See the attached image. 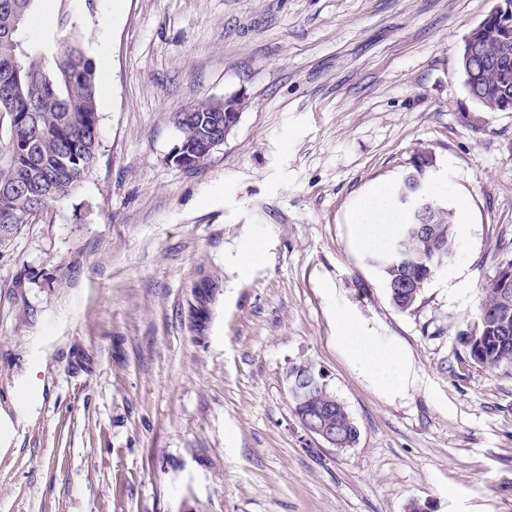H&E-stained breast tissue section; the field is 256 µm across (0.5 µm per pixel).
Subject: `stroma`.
<instances>
[{
    "label": "stroma",
    "mask_w": 512,
    "mask_h": 512,
    "mask_svg": "<svg viewBox=\"0 0 512 512\" xmlns=\"http://www.w3.org/2000/svg\"><path fill=\"white\" fill-rule=\"evenodd\" d=\"M496 0H97L96 165L0 251V512H512V364L468 360L512 261V111L468 94L465 39ZM248 105L199 169L181 109ZM426 154L468 207L455 255L395 309L349 212ZM397 346L380 392L336 314ZM311 363L359 428L301 425Z\"/></svg>",
    "instance_id": "stroma-1"
}]
</instances>
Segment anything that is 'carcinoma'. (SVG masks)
Here are the masks:
<instances>
[{"label": "carcinoma", "mask_w": 512, "mask_h": 512, "mask_svg": "<svg viewBox=\"0 0 512 512\" xmlns=\"http://www.w3.org/2000/svg\"><path fill=\"white\" fill-rule=\"evenodd\" d=\"M37 0H0V106L13 116L9 124L10 156L0 169V181H11L12 204L0 207V249L8 247L35 209L72 193L95 164L99 148L96 67L84 49L83 24L92 11L89 0H57L54 28L38 44L25 35ZM485 45L475 53L465 84L470 97L489 112L512 109V0H498L493 11L472 31ZM500 55L499 63L489 56ZM246 99L231 95L226 108L201 102L193 115L178 120L179 142L195 143L203 130L236 122ZM51 186L53 197L40 191L39 181ZM422 168L414 166L399 183L394 202L407 216L384 249L369 258L377 269L390 301L401 312L411 310L442 262L454 256V211L442 206ZM431 207L433 236L421 240L408 235L410 224L422 223V209ZM500 288L484 291L468 332L470 362L495 370L512 364V307L502 315ZM329 419L336 442L353 440L358 428L341 401Z\"/></svg>", "instance_id": "obj_1"}]
</instances>
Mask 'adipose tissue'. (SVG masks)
I'll return each instance as SVG.
<instances>
[{"mask_svg":"<svg viewBox=\"0 0 512 512\" xmlns=\"http://www.w3.org/2000/svg\"><path fill=\"white\" fill-rule=\"evenodd\" d=\"M354 239L360 250L372 252L382 248L400 222L387 188L376 187L365 194L350 214ZM337 341L343 351L383 391L392 392L406 387L410 366L396 346L383 345L367 336L348 313L336 315Z\"/></svg>","mask_w":512,"mask_h":512,"instance_id":"adipose-tissue-1","label":"adipose tissue"}]
</instances>
